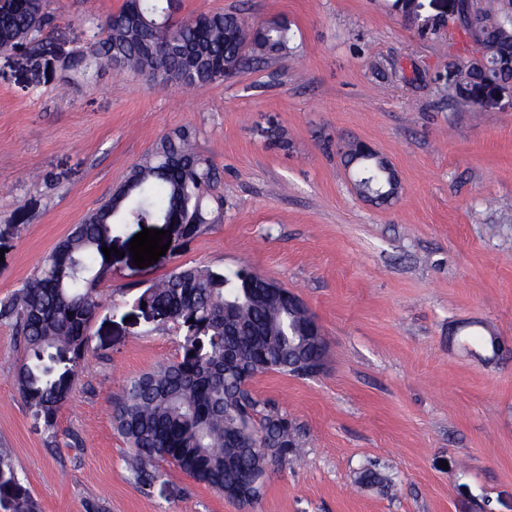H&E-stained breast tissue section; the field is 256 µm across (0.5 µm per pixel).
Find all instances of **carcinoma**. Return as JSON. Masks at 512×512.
Instances as JSON below:
<instances>
[{"label": "carcinoma", "instance_id": "obj_1", "mask_svg": "<svg viewBox=\"0 0 512 512\" xmlns=\"http://www.w3.org/2000/svg\"><path fill=\"white\" fill-rule=\"evenodd\" d=\"M179 0H126L110 15L101 37L64 64L65 78L86 74L89 58L96 71L130 70L155 87H201L237 74L253 61L290 51L288 26L271 21L253 26L235 13H200L174 21ZM463 16L480 60L463 65L448 84V98L468 99L479 83L512 80V0H461ZM44 0H0V48L35 42L50 24ZM344 164H353L358 193L377 195L386 175L383 158L352 162L337 145ZM128 190L113 194L74 225L13 297L0 302V320L13 325L26 358L17 383L29 408L55 427L60 406L72 393L88 350L89 327L98 307L97 283L108 260L101 248L112 241L114 224H152L177 212L186 224L179 238L195 235L208 223L218 177L198 154L189 132L177 130L136 164ZM238 271L226 275L208 267H177L145 288L136 301L155 320L183 331L179 359L128 380L113 412L115 429L130 447L127 466L134 482L149 487L161 476L156 463H173L195 480L242 507L252 505L269 469L299 454L298 427L288 413L244 388L253 373L301 376L304 363L318 359L322 339L301 342L311 317L290 308L267 288L247 293ZM279 447L261 448L263 434ZM386 478L367 467L357 483L383 486ZM0 509L37 512L10 458L0 452Z\"/></svg>", "mask_w": 512, "mask_h": 512}]
</instances>
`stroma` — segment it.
<instances>
[{"instance_id": "1", "label": "stroma", "mask_w": 512, "mask_h": 512, "mask_svg": "<svg viewBox=\"0 0 512 512\" xmlns=\"http://www.w3.org/2000/svg\"><path fill=\"white\" fill-rule=\"evenodd\" d=\"M123 3L46 0L35 46L0 51V301L173 130L218 169L224 207L142 268L128 254L141 225H114L54 430L18 389L24 351L0 321V450L39 512H512V209L484 204L512 200V85L448 100L477 55L455 0H180L182 18L287 23L295 53L194 89L113 71L64 81ZM343 139L390 161L396 199L356 193ZM178 266L277 282L328 342L317 376L251 381L306 445L245 508L166 462L139 487L113 429L126 380L180 355L178 329L135 303ZM372 464L390 488L357 484Z\"/></svg>"}]
</instances>
